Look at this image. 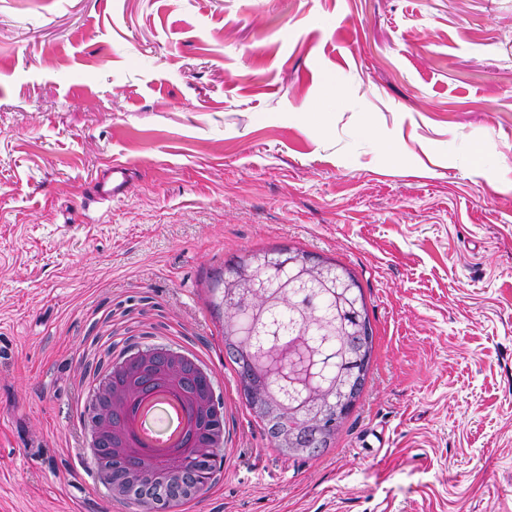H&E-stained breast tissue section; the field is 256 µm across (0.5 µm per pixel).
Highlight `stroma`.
<instances>
[{
  "mask_svg": "<svg viewBox=\"0 0 512 512\" xmlns=\"http://www.w3.org/2000/svg\"><path fill=\"white\" fill-rule=\"evenodd\" d=\"M271 238L351 266L377 344L288 461L199 295ZM156 344L223 405L176 512H512V0H0V512H104L88 406ZM127 169L122 164H112L109 169L110 177L98 185V198L101 201H114L127 192Z\"/></svg>",
  "mask_w": 512,
  "mask_h": 512,
  "instance_id": "stroma-1",
  "label": "stroma"
}]
</instances>
